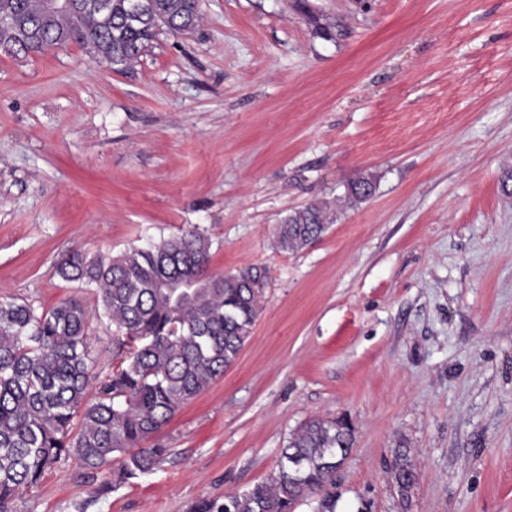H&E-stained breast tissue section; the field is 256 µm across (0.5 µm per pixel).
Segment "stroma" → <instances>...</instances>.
<instances>
[{
	"label": "stroma",
	"instance_id": "1",
	"mask_svg": "<svg viewBox=\"0 0 512 512\" xmlns=\"http://www.w3.org/2000/svg\"><path fill=\"white\" fill-rule=\"evenodd\" d=\"M308 3L202 0L192 34L119 71L75 45L0 54V298L95 306L62 258L194 228L211 273H269L235 363L154 436V473L100 492L68 462L14 512H189L264 481L316 417L355 430L338 512H512V0ZM361 176L369 199L273 249ZM336 221V208L329 202L309 203L293 211L278 225L275 247L279 252L297 253L311 244ZM392 480L400 501L407 505L412 497L411 493L417 484L418 473L406 451L398 450L396 452Z\"/></svg>",
	"mask_w": 512,
	"mask_h": 512
}]
</instances>
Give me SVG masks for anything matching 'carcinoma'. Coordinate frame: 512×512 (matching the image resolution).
I'll list each match as a JSON object with an SVG mask.
<instances>
[{
    "mask_svg": "<svg viewBox=\"0 0 512 512\" xmlns=\"http://www.w3.org/2000/svg\"><path fill=\"white\" fill-rule=\"evenodd\" d=\"M77 16L43 15V0H0V52L18 57L70 44L124 69L151 52L161 34L185 36L201 17L198 0H138L137 24L127 22L132 0H80ZM373 186L360 177L346 186L344 203L364 202ZM328 202L309 203L278 225L275 247L296 253L335 223ZM210 239L195 230L116 257L75 252L57 273L97 289L101 310L74 299L50 309L0 301V512L21 487L75 461L87 477L110 485L152 472L166 449L145 442L180 409L224 376L251 336L268 284V270L248 266L208 273ZM116 327L120 361L105 376L93 372L92 318ZM344 418L312 419L289 440L277 469L263 482L224 498H202L190 512H294L301 499L321 494L317 512H335L336 459L354 445ZM392 480L410 502L418 473L407 452H396Z\"/></svg>",
    "mask_w": 512,
    "mask_h": 512,
    "instance_id": "obj_1",
    "label": "carcinoma"
}]
</instances>
